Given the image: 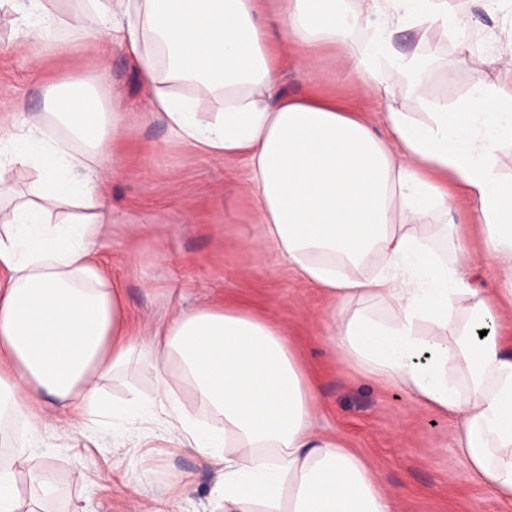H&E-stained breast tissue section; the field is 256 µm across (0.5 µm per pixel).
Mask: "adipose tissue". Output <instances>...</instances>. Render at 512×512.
<instances>
[{"label": "adipose tissue", "instance_id": "1", "mask_svg": "<svg viewBox=\"0 0 512 512\" xmlns=\"http://www.w3.org/2000/svg\"><path fill=\"white\" fill-rule=\"evenodd\" d=\"M0 11L52 51L63 28L117 40L152 117L203 156L243 158L259 238L331 301L330 350L457 415L471 470L512 501V348L495 330L512 305V179L499 166L512 151V59L477 70L454 104L432 98L430 59L399 52L393 36L465 42L469 23L449 0H282L272 12L262 0H81L65 19L49 0H0ZM280 43L341 47L388 101L385 134L337 99L283 94ZM404 91L420 111L395 107ZM106 102L61 83L45 112L0 120V414L23 418L32 445L60 412L75 426L111 417L120 434L162 422L219 468L224 512H396L370 462L318 433L316 383L274 320L201 306L129 338L120 290L94 258L110 221L101 163L121 129ZM19 169L35 174L24 192ZM457 189L474 204L488 263L509 272L494 292L464 278L459 233L450 260L431 245ZM135 361L157 364L153 394L106 402L99 380ZM185 384L207 419L183 403ZM54 488L51 466L17 456L0 466V512H30L34 491Z\"/></svg>", "mask_w": 512, "mask_h": 512}]
</instances>
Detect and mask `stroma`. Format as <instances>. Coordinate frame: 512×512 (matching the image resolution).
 Masks as SVG:
<instances>
[{
	"label": "stroma",
	"instance_id": "35a3bbf8",
	"mask_svg": "<svg viewBox=\"0 0 512 512\" xmlns=\"http://www.w3.org/2000/svg\"><path fill=\"white\" fill-rule=\"evenodd\" d=\"M453 5L481 35L469 47L427 40L411 29L395 35L400 49L431 58L427 87L451 104L467 95L477 68L496 69L500 46L492 36L512 25L511 13L484 10L474 0ZM76 39L79 50L46 53L39 44L22 43L9 20L0 18V116L19 108L43 111L48 87L61 82L119 87L123 128L103 162L112 221L99 259L123 292L133 333L191 307L237 303L259 311L286 329L317 377L319 433L372 462L397 512H512V501L485 489L459 453V419L415 405L400 386L363 373L326 347L328 299L273 246L255 238L245 162L196 154L147 116L142 77L119 45L81 33ZM312 57L310 67L287 49L280 89L291 97L319 94L350 102L385 133L382 107L360 85L343 50L325 46ZM471 211L465 195L455 193L450 215L473 253L462 274L472 287H500L505 271L484 262L482 230L470 222ZM155 375L152 365L139 363L99 387L111 400L134 391L149 395ZM57 424L68 428V437L48 433L44 445L30 450L33 464L55 472L57 489L42 501L43 512H148L160 503L169 512H215L219 471L204 456L180 448L160 424L120 439L101 417L73 429L63 416Z\"/></svg>",
	"mask_w": 512,
	"mask_h": 512
}]
</instances>
